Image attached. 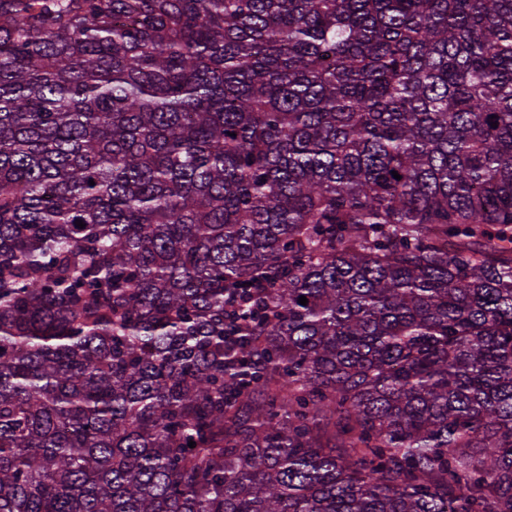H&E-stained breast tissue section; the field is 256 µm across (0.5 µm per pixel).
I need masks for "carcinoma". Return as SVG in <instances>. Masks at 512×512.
I'll use <instances>...</instances> for the list:
<instances>
[{
    "instance_id": "1",
    "label": "carcinoma",
    "mask_w": 512,
    "mask_h": 512,
    "mask_svg": "<svg viewBox=\"0 0 512 512\" xmlns=\"http://www.w3.org/2000/svg\"><path fill=\"white\" fill-rule=\"evenodd\" d=\"M0 512H512V0H0Z\"/></svg>"
}]
</instances>
